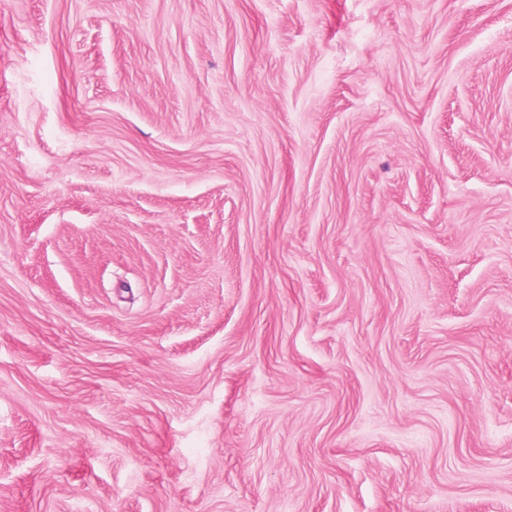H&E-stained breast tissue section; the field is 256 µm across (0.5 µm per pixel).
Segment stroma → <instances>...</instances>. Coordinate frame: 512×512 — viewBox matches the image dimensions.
Masks as SVG:
<instances>
[{
  "mask_svg": "<svg viewBox=\"0 0 512 512\" xmlns=\"http://www.w3.org/2000/svg\"><path fill=\"white\" fill-rule=\"evenodd\" d=\"M0 512H512V0H0Z\"/></svg>",
  "mask_w": 512,
  "mask_h": 512,
  "instance_id": "1",
  "label": "stroma"
}]
</instances>
